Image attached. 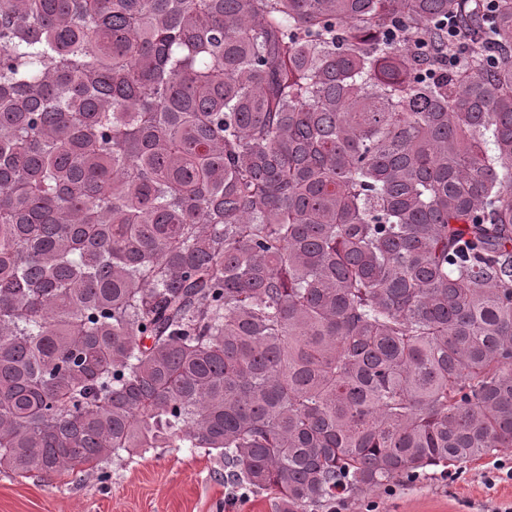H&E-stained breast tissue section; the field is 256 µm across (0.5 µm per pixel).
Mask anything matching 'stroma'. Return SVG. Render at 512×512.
<instances>
[{
    "label": "stroma",
    "instance_id": "stroma-1",
    "mask_svg": "<svg viewBox=\"0 0 512 512\" xmlns=\"http://www.w3.org/2000/svg\"><path fill=\"white\" fill-rule=\"evenodd\" d=\"M512 462V448L497 456ZM494 458V459H497ZM494 459L447 476L432 469L419 483H394L339 512H506L512 480H491ZM0 512H277L266 493H246L226 479L224 465L202 448H154L114 460L102 474L46 483L0 471Z\"/></svg>",
    "mask_w": 512,
    "mask_h": 512
}]
</instances>
